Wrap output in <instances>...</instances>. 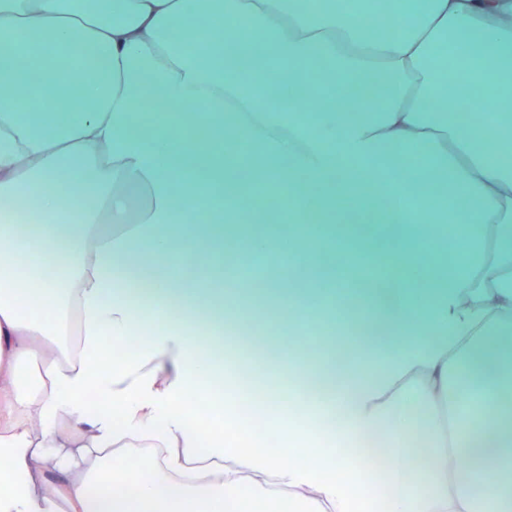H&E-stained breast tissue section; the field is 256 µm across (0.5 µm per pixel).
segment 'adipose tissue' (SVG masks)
<instances>
[{
    "label": "adipose tissue",
    "mask_w": 512,
    "mask_h": 512,
    "mask_svg": "<svg viewBox=\"0 0 512 512\" xmlns=\"http://www.w3.org/2000/svg\"><path fill=\"white\" fill-rule=\"evenodd\" d=\"M375 75L385 96L337 106ZM257 177L250 251L273 209L292 242L328 227L294 279L338 240L390 271L335 311L383 348L315 371L353 458L426 443L394 449L385 512H512V0H0V207L47 218L0 225V512H352L365 475L301 437L316 412L272 456L189 405L239 378L190 335L224 326V195Z\"/></svg>",
    "instance_id": "1"
}]
</instances>
